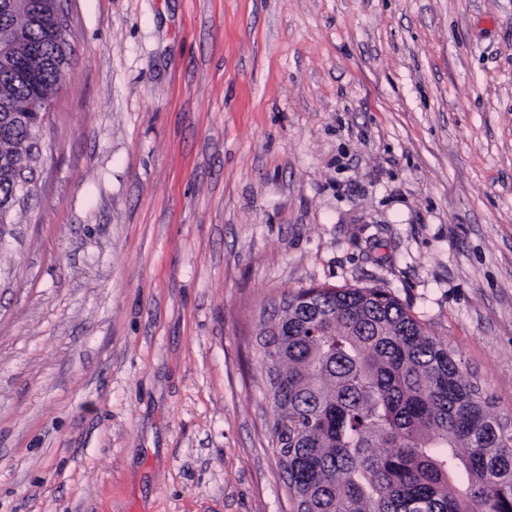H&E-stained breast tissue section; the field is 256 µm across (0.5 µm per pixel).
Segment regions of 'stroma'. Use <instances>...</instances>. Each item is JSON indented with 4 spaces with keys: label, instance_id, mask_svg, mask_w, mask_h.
Returning <instances> with one entry per match:
<instances>
[{
    "label": "stroma",
    "instance_id": "35a3bbf8",
    "mask_svg": "<svg viewBox=\"0 0 512 512\" xmlns=\"http://www.w3.org/2000/svg\"><path fill=\"white\" fill-rule=\"evenodd\" d=\"M0 240V512H292L271 298L387 289L512 425V0H63Z\"/></svg>",
    "mask_w": 512,
    "mask_h": 512
}]
</instances>
